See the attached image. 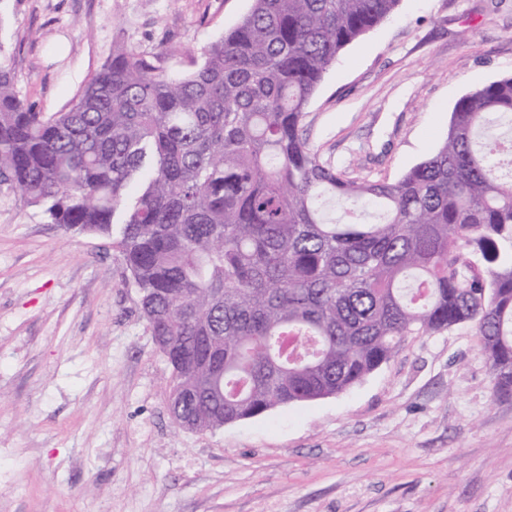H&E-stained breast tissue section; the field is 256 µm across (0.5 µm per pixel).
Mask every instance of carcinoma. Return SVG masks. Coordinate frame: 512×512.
<instances>
[{"mask_svg":"<svg viewBox=\"0 0 512 512\" xmlns=\"http://www.w3.org/2000/svg\"><path fill=\"white\" fill-rule=\"evenodd\" d=\"M400 0H251L188 73L123 47L52 114L0 57V184L112 237L150 332L173 343L175 423L218 428L341 394L409 336L475 327L512 397V75L455 104L394 182L347 178L303 133L328 68Z\"/></svg>","mask_w":512,"mask_h":512,"instance_id":"carcinoma-1","label":"carcinoma"}]
</instances>
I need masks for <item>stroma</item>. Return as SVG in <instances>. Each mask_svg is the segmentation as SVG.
<instances>
[{
    "instance_id": "35a3bbf8",
    "label": "stroma",
    "mask_w": 512,
    "mask_h": 512,
    "mask_svg": "<svg viewBox=\"0 0 512 512\" xmlns=\"http://www.w3.org/2000/svg\"><path fill=\"white\" fill-rule=\"evenodd\" d=\"M250 5L0 0V55L50 114L122 46L193 70ZM510 74L512 0H401L329 68L304 135L350 179L394 181L459 98ZM170 384L119 250L0 186V512H512V398L472 326L213 431L172 423Z\"/></svg>"
}]
</instances>
